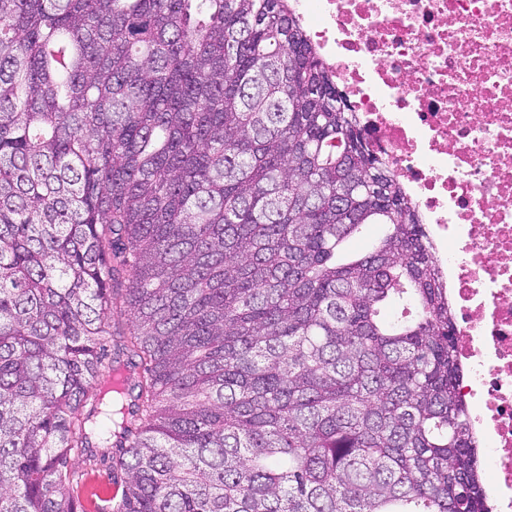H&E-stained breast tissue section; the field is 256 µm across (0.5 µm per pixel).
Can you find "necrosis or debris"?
<instances>
[{
  "instance_id": "obj_1",
  "label": "necrosis or debris",
  "mask_w": 512,
  "mask_h": 512,
  "mask_svg": "<svg viewBox=\"0 0 512 512\" xmlns=\"http://www.w3.org/2000/svg\"><path fill=\"white\" fill-rule=\"evenodd\" d=\"M398 176L456 315L488 512H512V0H289Z\"/></svg>"
}]
</instances>
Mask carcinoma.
Here are the masks:
<instances>
[{"mask_svg":"<svg viewBox=\"0 0 512 512\" xmlns=\"http://www.w3.org/2000/svg\"><path fill=\"white\" fill-rule=\"evenodd\" d=\"M341 100L288 0H0V512H86L73 456L112 512H486L448 290ZM71 463L73 468L83 474V479L85 478V487L82 484L80 492L83 500L96 498L94 493L104 482L111 485L113 490L108 485L102 486L100 489L101 497L108 499L115 496V490L117 492L118 486L112 483V462L94 464L83 458H74Z\"/></svg>","mask_w":512,"mask_h":512,"instance_id":"obj_1","label":"carcinoma"}]
</instances>
